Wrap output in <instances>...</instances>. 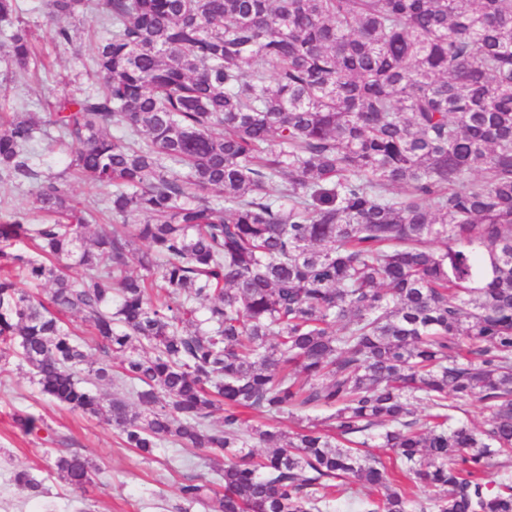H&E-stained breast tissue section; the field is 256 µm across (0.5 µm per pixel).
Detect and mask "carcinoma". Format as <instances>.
<instances>
[{"label": "carcinoma", "instance_id": "carcinoma-1", "mask_svg": "<svg viewBox=\"0 0 512 512\" xmlns=\"http://www.w3.org/2000/svg\"><path fill=\"white\" fill-rule=\"evenodd\" d=\"M92 4L99 88L45 121L67 167L39 168L36 122L0 124V189L35 185L0 213V368L144 457L224 455V493L190 476V507L512 512V0H51L56 44ZM0 35L37 77L16 0ZM73 178L112 188L104 207ZM50 469L96 473L69 448Z\"/></svg>", "mask_w": 512, "mask_h": 512}]
</instances>
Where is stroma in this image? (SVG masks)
<instances>
[{
	"instance_id": "obj_1",
	"label": "stroma",
	"mask_w": 512,
	"mask_h": 512,
	"mask_svg": "<svg viewBox=\"0 0 512 512\" xmlns=\"http://www.w3.org/2000/svg\"><path fill=\"white\" fill-rule=\"evenodd\" d=\"M20 6L50 71L27 82L9 81L10 61L0 48V111L26 112L39 121L61 95L91 90L84 65L105 32L98 12L86 11L75 21L79 39L62 47L52 39L48 0H20ZM20 411L40 416L42 430L27 435L16 428L13 418ZM52 434L67 437L70 447L96 460L100 472L86 490H73L50 471L46 451ZM223 466V457L167 442L151 456H141L124 447L104 421L44 398L27 370L14 363L0 369V512H180L179 486L184 479L198 474L210 477ZM18 471L39 480V491L17 488L13 475Z\"/></svg>"
}]
</instances>
